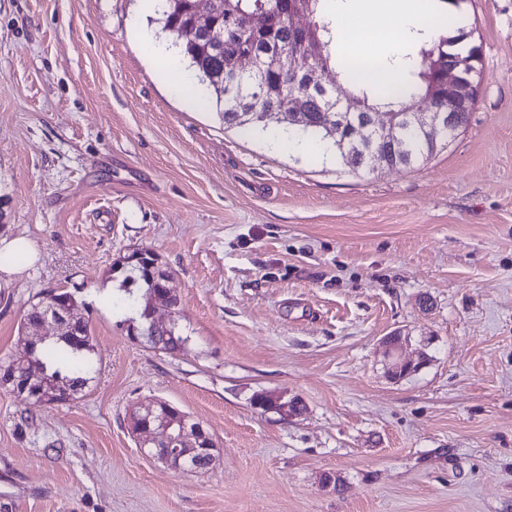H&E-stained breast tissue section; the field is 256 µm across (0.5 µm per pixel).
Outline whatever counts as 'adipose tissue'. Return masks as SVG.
I'll use <instances>...</instances> for the list:
<instances>
[{
	"label": "adipose tissue",
	"instance_id": "1",
	"mask_svg": "<svg viewBox=\"0 0 512 512\" xmlns=\"http://www.w3.org/2000/svg\"><path fill=\"white\" fill-rule=\"evenodd\" d=\"M336 30L343 38L340 65L359 83L389 85L398 81L407 61L405 41L413 32L432 35L434 15L401 10L385 14L366 11L355 0H336Z\"/></svg>",
	"mask_w": 512,
	"mask_h": 512
}]
</instances>
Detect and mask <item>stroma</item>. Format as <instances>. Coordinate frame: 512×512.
I'll return each mask as SVG.
<instances>
[{
	"mask_svg": "<svg viewBox=\"0 0 512 512\" xmlns=\"http://www.w3.org/2000/svg\"><path fill=\"white\" fill-rule=\"evenodd\" d=\"M464 13L468 125L371 174L177 96L150 44L178 37L145 0H0V237L39 254L0 278V363L31 303L76 289L100 368L66 404L0 387V512H512V0ZM137 248L170 274L180 353L102 303ZM396 331L426 358L401 379ZM150 399L203 424L212 469L140 451ZM385 354L390 359L391 376L399 378L406 377L417 372L423 365L424 360L414 362L402 355V338L397 333H392L383 339Z\"/></svg>",
	"mask_w": 512,
	"mask_h": 512,
	"instance_id": "1",
	"label": "stroma"
}]
</instances>
